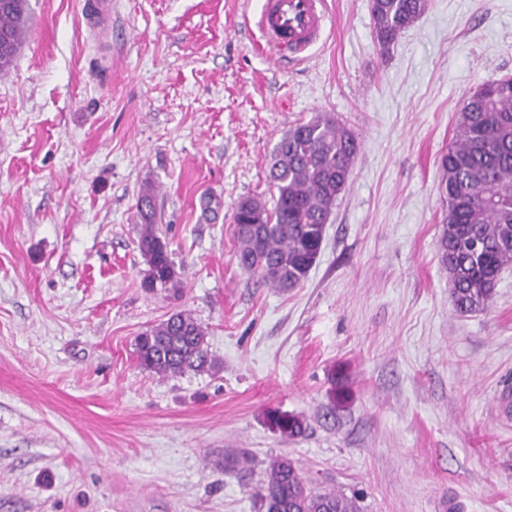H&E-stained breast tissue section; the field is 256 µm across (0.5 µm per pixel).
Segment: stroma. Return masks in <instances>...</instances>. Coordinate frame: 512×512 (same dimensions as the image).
<instances>
[{"label": "stroma", "instance_id": "1", "mask_svg": "<svg viewBox=\"0 0 512 512\" xmlns=\"http://www.w3.org/2000/svg\"><path fill=\"white\" fill-rule=\"evenodd\" d=\"M327 3L309 60L278 64L251 44L260 0H112L104 39L84 0H29L0 76V512H258L276 455L361 512H512V269L461 316L437 252L438 160L462 102L512 75V0H431L385 55L370 0ZM322 112L359 151L282 292L240 269L232 217ZM148 185L177 296L142 286ZM179 310L218 372L139 366L136 337ZM266 421L284 440L293 441L301 438L307 430L305 418L295 413L271 410L266 414Z\"/></svg>", "mask_w": 512, "mask_h": 512}]
</instances>
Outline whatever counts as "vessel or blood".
Returning a JSON list of instances; mask_svg holds the SVG:
<instances>
[{"label": "vessel or blood", "instance_id": "obj_1", "mask_svg": "<svg viewBox=\"0 0 512 512\" xmlns=\"http://www.w3.org/2000/svg\"><path fill=\"white\" fill-rule=\"evenodd\" d=\"M87 23L100 31L112 17V0H85ZM325 0H264L253 21L254 47L275 60L308 59L325 31Z\"/></svg>", "mask_w": 512, "mask_h": 512}]
</instances>
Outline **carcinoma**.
<instances>
[{
  "instance_id": "cac0c4a2",
  "label": "carcinoma",
  "mask_w": 512,
  "mask_h": 512,
  "mask_svg": "<svg viewBox=\"0 0 512 512\" xmlns=\"http://www.w3.org/2000/svg\"><path fill=\"white\" fill-rule=\"evenodd\" d=\"M430 0H371L375 40L382 53L422 16ZM27 0H0V74L9 72L27 31ZM358 139L329 113L295 125L274 147L269 178L273 203L241 200L233 214L238 265L263 284L282 291L304 281L315 264L326 224L348 187ZM441 191L446 203L437 242L448 274L455 311L483 312L491 305L501 274L512 268V78L483 84L464 100L454 140L441 155ZM157 193L138 195L139 250L148 266L143 287L178 293L184 267L175 263L159 231ZM140 367L159 377L218 368L206 329L186 311L171 314L136 337ZM268 425L289 441L305 435L306 420L271 410ZM260 512H358L354 500L309 487L286 457L271 460Z\"/></svg>"
}]
</instances>
